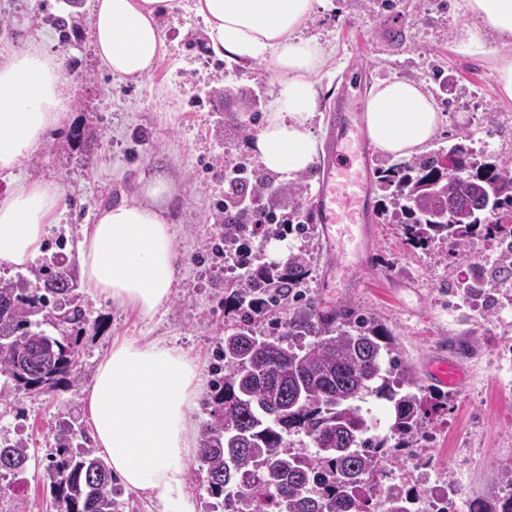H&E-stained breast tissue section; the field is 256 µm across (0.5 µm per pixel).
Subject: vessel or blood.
<instances>
[{"mask_svg":"<svg viewBox=\"0 0 512 512\" xmlns=\"http://www.w3.org/2000/svg\"><path fill=\"white\" fill-rule=\"evenodd\" d=\"M333 131L328 150L317 171V190L312 199L320 234L326 248L325 280H333L341 257V242L362 249L374 222L372 187L366 176L370 147L356 125L354 109L341 104L330 114ZM430 376L441 386L458 387L462 373L452 362L430 364Z\"/></svg>","mask_w":512,"mask_h":512,"instance_id":"vessel-or-blood-1","label":"vessel or blood"}]
</instances>
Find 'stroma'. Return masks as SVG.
<instances>
[{
  "instance_id": "stroma-1",
  "label": "stroma",
  "mask_w": 512,
  "mask_h": 512,
  "mask_svg": "<svg viewBox=\"0 0 512 512\" xmlns=\"http://www.w3.org/2000/svg\"><path fill=\"white\" fill-rule=\"evenodd\" d=\"M195 0H177L158 23L166 51L154 71L136 82L113 76L94 52L90 0H0V44L28 39L63 60L73 93L71 121L14 170L0 172V195L20 179L59 184L64 205L48 225L44 254L62 252L78 265L83 225L102 207L138 198L143 184L169 180L165 206L175 230L179 278L162 310L148 322L130 310L83 294L88 322L78 340L80 379L50 392H0V437L27 441L32 461L20 487L0 495V512H58L43 488L55 454L54 435L65 425H86L84 390L114 339H161L192 358L204 379L224 327V184L226 163H255L249 144L264 115L243 110L258 96L269 103L278 79L264 64L215 57ZM77 31L61 37L58 19ZM478 33L481 52L456 49ZM303 33L322 42L332 65L316 78L318 107L311 121L327 138V116L339 101L363 104L376 84L401 79L420 84L445 120L430 151L466 139L471 148L489 141V153L512 163V99L502 96L492 57L503 54L496 34L466 7V0H320ZM379 216L363 263L345 255L332 283L315 273L312 296L323 305L345 300L380 316L397 337L422 385L429 364L456 363L464 381L449 390L445 407L425 420L431 440L425 457L436 473L459 481L464 499L500 492V473L512 468V312L457 298L461 271L479 266L481 237L459 254L441 247L411 248L400 224L382 215L384 193L373 190Z\"/></svg>"
}]
</instances>
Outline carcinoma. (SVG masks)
<instances>
[{"label":"carcinoma","instance_id":"cac0c4a2","mask_svg":"<svg viewBox=\"0 0 512 512\" xmlns=\"http://www.w3.org/2000/svg\"><path fill=\"white\" fill-rule=\"evenodd\" d=\"M450 155L457 174L444 167ZM376 182L413 248L437 242L456 251L479 232L512 236V224L501 223V214L512 213V172L504 163L480 162L462 141L446 153L380 167ZM246 192L264 201L263 219L274 224L229 213ZM303 195L302 185L284 187L269 172L233 184L224 203V236L241 242L246 259L249 238L263 229L283 238L308 234L313 222ZM314 271V257L291 251L281 263H254L250 279L224 298L236 321L224 327L220 374L208 394L210 421L198 449L213 512H224L245 492L252 512H371L367 493L384 463L377 455V419L364 405L381 403L387 432L413 445L423 435L428 401L448 400L420 384L374 313L347 301L319 311L304 290ZM490 277V286L512 280V251L501 255ZM78 288L72 270L54 255L28 278H0V376L16 389L47 391L78 380L76 342L65 330L86 321ZM290 304L280 329L259 328L262 317ZM62 317L60 335L41 329ZM78 434L67 426L55 435L56 454L45 474L49 493L64 512H115L112 469L91 449L71 451ZM299 435L314 448L305 460L290 453ZM29 460L24 440L0 438L1 478L23 481ZM502 481L511 491L471 500L470 512H512V469ZM408 496L403 485L388 488L380 512H408Z\"/></svg>","mask_w":512,"mask_h":512}]
</instances>
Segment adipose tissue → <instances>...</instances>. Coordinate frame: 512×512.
Listing matches in <instances>:
<instances>
[{"mask_svg":"<svg viewBox=\"0 0 512 512\" xmlns=\"http://www.w3.org/2000/svg\"><path fill=\"white\" fill-rule=\"evenodd\" d=\"M317 0H196L213 53L265 62L279 78L252 150L265 170L292 180L316 164L319 141L310 119L317 108L314 78L331 56L300 33ZM175 0H95L96 53L120 78L150 74L165 52L156 16ZM62 65L31 41L0 46V170L15 168L69 119L71 95ZM442 121L422 86L403 80L374 86L362 122L371 143L402 159L425 150ZM139 201L106 205L79 243L83 285L97 297L153 319L177 277L173 227L165 216L172 191L156 178ZM52 182L19 184L0 198V266L33 263L46 227L63 203ZM203 388L201 371L178 348L135 336L115 340L86 390L93 438L125 491L143 494L160 512H195L183 492L196 444L189 414Z\"/></svg>","mask_w":512,"mask_h":512,"instance_id":"ef3b65f1","label":"adipose tissue"}]
</instances>
